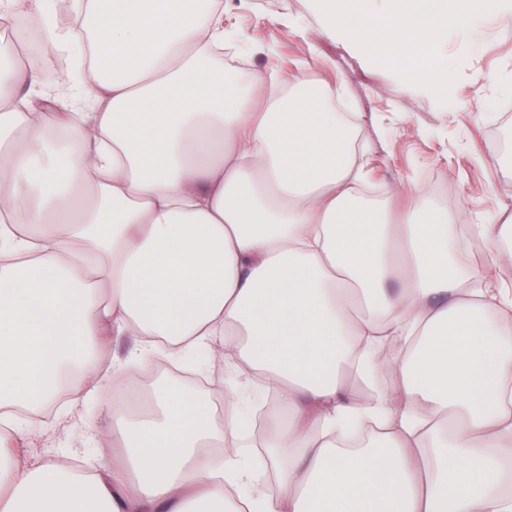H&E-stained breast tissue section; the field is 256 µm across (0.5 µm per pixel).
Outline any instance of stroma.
I'll return each mask as SVG.
<instances>
[{"instance_id": "obj_1", "label": "stroma", "mask_w": 512, "mask_h": 512, "mask_svg": "<svg viewBox=\"0 0 512 512\" xmlns=\"http://www.w3.org/2000/svg\"><path fill=\"white\" fill-rule=\"evenodd\" d=\"M224 23L241 34V62L233 71L244 81L271 70L289 80L293 62L319 49L320 63L311 75L346 87L382 189L401 184L428 190L437 180L448 187L449 211L472 218L512 205V24L484 35L463 63L456 33L439 44L450 69L475 76L451 87L458 101L451 110L434 94L373 63L365 52L320 34L314 0H224ZM492 153L498 162H488ZM111 401L108 386L76 408L59 399L48 408L51 427L26 432L22 459L42 464L52 460L53 449L65 448L71 465L111 466L116 446L95 439Z\"/></svg>"}]
</instances>
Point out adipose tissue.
Instances as JSON below:
<instances>
[{"label":"adipose tissue","instance_id":"adipose-tissue-1","mask_svg":"<svg viewBox=\"0 0 512 512\" xmlns=\"http://www.w3.org/2000/svg\"><path fill=\"white\" fill-rule=\"evenodd\" d=\"M42 76L0 39V410L90 398L159 351L224 364L231 421L166 390L112 399L111 472L20 461L0 431V512H512V287H490L512 220L465 218L419 187L374 202L358 127L295 61L288 86L224 74L222 0H73ZM487 257L469 287L470 244ZM135 344L120 363L112 341ZM261 482L236 446L259 382ZM38 55L41 61L40 63L34 62L32 58H30V60L36 64L44 74L43 85L40 92L44 96L53 97L56 95L58 89L64 87L70 68L62 70L64 67L62 66L49 74L47 72V66L50 63L52 54L44 50H39ZM123 388L128 393L125 401L131 412L137 413L146 410L150 399L138 377L134 376L126 380L123 383ZM132 396H134L133 399H131Z\"/></svg>","mask_w":512,"mask_h":512}]
</instances>
